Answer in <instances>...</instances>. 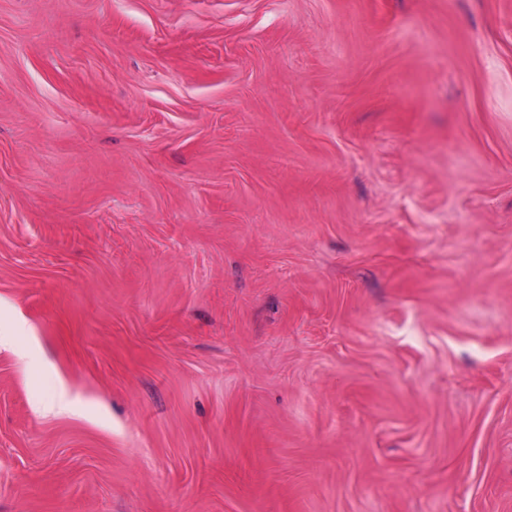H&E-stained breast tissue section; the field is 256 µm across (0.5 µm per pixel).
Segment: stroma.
Wrapping results in <instances>:
<instances>
[{"label": "stroma", "instance_id": "stroma-1", "mask_svg": "<svg viewBox=\"0 0 512 512\" xmlns=\"http://www.w3.org/2000/svg\"><path fill=\"white\" fill-rule=\"evenodd\" d=\"M0 512H512V0H0Z\"/></svg>", "mask_w": 512, "mask_h": 512}]
</instances>
